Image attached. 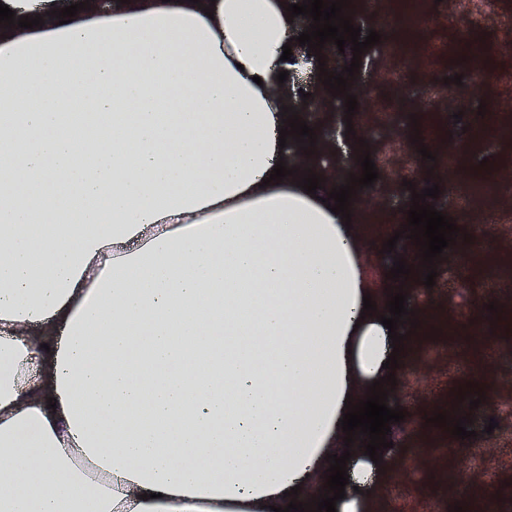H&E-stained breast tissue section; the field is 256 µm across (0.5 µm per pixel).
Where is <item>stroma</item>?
Listing matches in <instances>:
<instances>
[{
    "mask_svg": "<svg viewBox=\"0 0 512 512\" xmlns=\"http://www.w3.org/2000/svg\"><path fill=\"white\" fill-rule=\"evenodd\" d=\"M446 11L444 0H433L427 15L421 20L424 29L416 49L414 63L405 65L403 84L377 83L376 78L390 56L384 44H376L361 55L360 68L350 83L352 88L364 90L362 109L382 115L377 134L371 135L361 127H346L344 113H337L335 122L321 123L318 114L302 113V120L314 128L318 139L330 145V152L307 156L305 166L314 172L335 173L339 180H346L357 173L358 155L370 152L380 164L379 175L383 180L398 182L397 192L383 205H375L369 197H362L356 214L355 232L359 235L370 260V275L375 291L379 294L405 292L406 308L415 315H422L427 307L446 311L454 317L466 312L468 317L493 325L494 313L489 303L512 299V290H489L485 280L468 278L464 292H457L460 274L455 257L463 247L464 237L476 240L475 253L482 265L498 266L512 262V222L486 224L480 214L488 208L506 210L512 197L500 192L486 200L477 199L470 205L469 213L457 212L446 194L447 187L464 191L465 175L487 161L495 168L503 184L512 186V142L501 138L479 140L469 134L468 113L478 106L494 108L497 100V77L512 72V41L505 40L500 28L488 27L462 17L453 21L442 18ZM469 33L474 40L493 49L498 57L495 71L487 73L481 87H474L465 58L457 50L458 38ZM461 76V84H453V76ZM449 99L447 109L441 110V123L447 124L448 136L444 140L428 142L432 155L439 154L441 146L453 147L459 157L456 168L442 171L433 168L430 158H424L415 145L414 115L430 111L435 100ZM465 110L464 119H457L458 110ZM439 186L441 194L434 199V208L452 217L462 237L447 247V256L435 261L437 277L433 287H426L422 261H415L407 281L389 278L395 258L404 256L410 247L409 239L399 232L407 223L413 191ZM398 242L392 252H384L383 245L390 237ZM477 348L472 344L448 340L424 344L418 348H405L399 356V366L394 371L396 385L388 387L389 407H403L405 418L392 424L387 435L393 446L386 454L392 459L390 467L373 463L364 453H356L347 461L350 485L374 494V512H425L426 503L434 501L439 512H452L457 502L456 490L433 496L426 482L433 465L432 459L414 464L411 449L429 448L433 442L425 427L426 415L447 405L460 379L473 371ZM486 394L478 408L470 410L472 437H450V451L446 464L450 472L461 471L472 478L473 492L493 494L512 484V457H505L500 446L502 438L512 437V425L500 423L490 427L494 414L490 398H504L512 392V352L499 356L497 365L486 373L483 381ZM466 448L468 459H461L456 451Z\"/></svg>",
    "mask_w": 512,
    "mask_h": 512,
    "instance_id": "obj_1",
    "label": "stroma"
}]
</instances>
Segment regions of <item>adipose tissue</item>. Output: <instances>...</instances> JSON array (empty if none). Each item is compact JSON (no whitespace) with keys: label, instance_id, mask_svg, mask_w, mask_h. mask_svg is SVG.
<instances>
[{"label":"adipose tissue","instance_id":"adipose-tissue-1","mask_svg":"<svg viewBox=\"0 0 512 512\" xmlns=\"http://www.w3.org/2000/svg\"><path fill=\"white\" fill-rule=\"evenodd\" d=\"M290 2L62 24L60 0H0L44 21L0 29V512L280 507L317 482L347 357L371 372L384 330L330 187L306 194L279 146L298 89L277 75L305 67L281 58ZM313 364L323 388L282 402Z\"/></svg>","mask_w":512,"mask_h":512}]
</instances>
